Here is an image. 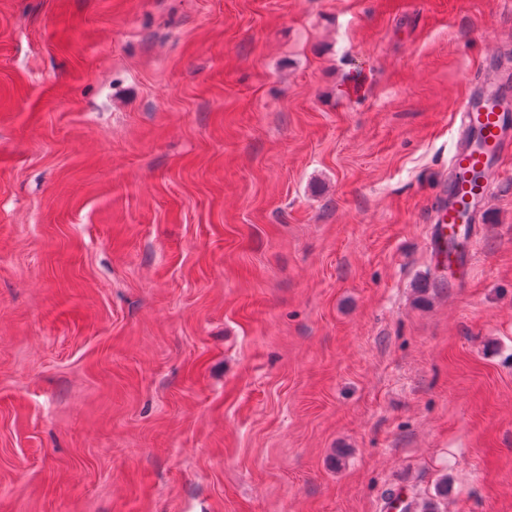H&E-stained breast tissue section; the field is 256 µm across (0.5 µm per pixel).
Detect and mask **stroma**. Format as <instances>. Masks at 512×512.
Listing matches in <instances>:
<instances>
[{
	"label": "stroma",
	"mask_w": 512,
	"mask_h": 512,
	"mask_svg": "<svg viewBox=\"0 0 512 512\" xmlns=\"http://www.w3.org/2000/svg\"><path fill=\"white\" fill-rule=\"evenodd\" d=\"M508 47L512 0H0V512H512V176L467 287L428 237Z\"/></svg>",
	"instance_id": "obj_1"
}]
</instances>
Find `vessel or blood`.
<instances>
[{
  "mask_svg": "<svg viewBox=\"0 0 512 512\" xmlns=\"http://www.w3.org/2000/svg\"><path fill=\"white\" fill-rule=\"evenodd\" d=\"M512 62L482 69L459 112L462 133L450 156L448 189L436 205L433 245L446 249L455 276L448 285L459 288L470 279L477 244L475 219L486 205L492 187L503 174V161L512 155Z\"/></svg>",
  "mask_w": 512,
  "mask_h": 512,
  "instance_id": "vessel-or-blood-1",
  "label": "vessel or blood"
}]
</instances>
